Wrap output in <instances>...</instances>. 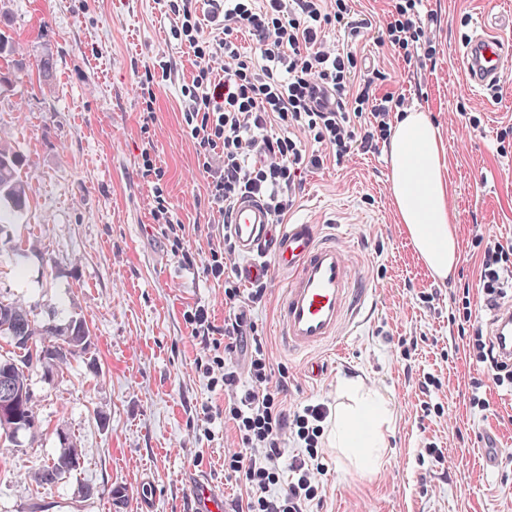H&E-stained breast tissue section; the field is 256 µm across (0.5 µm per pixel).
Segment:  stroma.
<instances>
[{
	"mask_svg": "<svg viewBox=\"0 0 512 512\" xmlns=\"http://www.w3.org/2000/svg\"><path fill=\"white\" fill-rule=\"evenodd\" d=\"M511 2L429 0L436 51L424 65L394 60L375 37L366 41L387 74L384 89L427 109L445 143L461 246L453 280L433 279L397 224L384 149L307 171L287 217L336 238L373 303L338 344L291 353L274 320L285 277L272 271L267 303L253 318L273 365L288 369L287 408L336 406L339 385L359 378L392 412L380 470L357 466L324 440L321 502L310 512H512V463L486 467L476 440L490 433L512 455V391L470 359L457 318L465 301L472 322L490 318L478 286V239L512 243V75L475 95L458 50L474 19ZM1 12L10 22L0 27V139L24 156L30 195L13 223L0 226V296L62 322L85 319L94 345L62 377L32 374L42 428L0 458V512H188L189 484L199 478L234 505L245 488L225 480L224 451L236 446V432L224 418L223 391L198 368L203 348L186 319L202 306L223 325L224 286L186 266L151 215L159 187L193 251L208 255L223 232L180 110L193 56L169 39L158 0H0ZM47 54L56 72L45 82L35 64ZM161 58L177 71L157 78L147 114L137 75ZM473 116L480 126L470 125ZM147 155L163 177L144 174ZM427 294L433 302H424ZM310 359L323 362L320 379L306 376ZM428 377L442 386L427 396L419 384ZM476 380L482 410L469 402ZM436 403L443 413H426ZM61 431L72 437L79 467L39 484ZM430 444L445 464L422 458ZM86 484L94 498L82 497Z\"/></svg>",
	"mask_w": 512,
	"mask_h": 512,
	"instance_id": "obj_1",
	"label": "stroma"
}]
</instances>
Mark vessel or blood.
<instances>
[{
	"mask_svg": "<svg viewBox=\"0 0 512 512\" xmlns=\"http://www.w3.org/2000/svg\"><path fill=\"white\" fill-rule=\"evenodd\" d=\"M512 12L483 15L464 43L460 59L475 92L500 84L512 70ZM228 233L244 262L243 281L268 277L271 269L286 275L277 307L276 327L282 343L294 352H309L342 336L360 310L353 301L356 270L345 250L325 241L319 225L272 223L263 203L246 195L236 203ZM490 333L512 357V310L492 317ZM192 512H222L224 495L210 482L197 481L189 494Z\"/></svg>",
	"mask_w": 512,
	"mask_h": 512,
	"instance_id": "vessel-or-blood-1",
	"label": "vessel or blood"
}]
</instances>
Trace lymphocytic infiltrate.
I'll return each mask as SVG.
<instances>
[{
    "label": "lymphocytic infiltrate",
    "mask_w": 512,
    "mask_h": 512,
    "mask_svg": "<svg viewBox=\"0 0 512 512\" xmlns=\"http://www.w3.org/2000/svg\"><path fill=\"white\" fill-rule=\"evenodd\" d=\"M176 18L172 39L187 47L196 69L181 87L184 126L197 145L198 165L207 180V200L229 219L238 198L258 197L273 223H283L295 206L303 169L323 166L322 149L336 163L387 141L393 114L406 97L380 89L386 75L367 69L356 51L336 48L329 29L356 41L377 34L405 61L432 58L433 15L424 0H395L389 21L378 26L359 14L351 0H165ZM247 32L254 53L243 52ZM154 218L190 266L224 285L228 314L215 325L205 307L187 319L206 352L202 369L211 387L224 392V417L232 421L238 445L224 451V469L243 484L246 497L236 512H306L318 496L317 474L326 404L285 409L287 368H274L266 342L257 335L254 310L267 302V282L238 279L231 236L199 257L185 245V228L169 221L163 195ZM512 285V245L487 241L480 250L479 286L489 311H497ZM469 354L489 367L496 386L512 388V363L504 361L483 328L469 338ZM293 439L301 453L287 455Z\"/></svg>",
    "instance_id": "f902f5d3"
}]
</instances>
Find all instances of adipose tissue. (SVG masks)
<instances>
[{"label": "adipose tissue", "instance_id": "adipose-tissue-1", "mask_svg": "<svg viewBox=\"0 0 512 512\" xmlns=\"http://www.w3.org/2000/svg\"><path fill=\"white\" fill-rule=\"evenodd\" d=\"M443 152L427 112L419 109L397 117L387 145L393 206L420 258L440 280L448 279L459 261ZM340 390L349 404L336 412V445L352 450L362 465L379 468L391 413L378 392L363 383L347 381Z\"/></svg>", "mask_w": 512, "mask_h": 512}]
</instances>
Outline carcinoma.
<instances>
[{
  "label": "carcinoma",
  "instance_id": "obj_1",
  "mask_svg": "<svg viewBox=\"0 0 512 512\" xmlns=\"http://www.w3.org/2000/svg\"><path fill=\"white\" fill-rule=\"evenodd\" d=\"M25 166L23 156L0 145V224L27 208L29 203L26 181L20 176ZM88 329L85 320L72 317L65 324L58 325L53 319L42 321L34 310L15 301L0 298V339L6 340L13 348L10 354H0V398L5 393L15 392L27 395L32 392L29 373L44 371L49 367L56 375L64 373L71 360L86 355L84 332ZM59 349L56 358L43 361L35 354L45 347ZM13 424L21 428V433L32 435L40 429L36 406L26 399L15 407ZM79 466L78 451L73 442L60 449L39 472L43 485H52L69 477Z\"/></svg>",
  "mask_w": 512,
  "mask_h": 512
}]
</instances>
